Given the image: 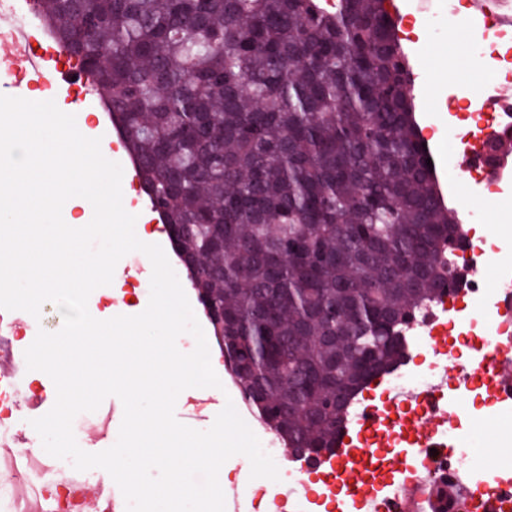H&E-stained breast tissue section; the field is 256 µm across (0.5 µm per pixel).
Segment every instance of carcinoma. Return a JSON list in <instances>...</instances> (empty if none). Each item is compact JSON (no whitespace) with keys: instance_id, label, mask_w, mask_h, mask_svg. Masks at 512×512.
<instances>
[{"instance_id":"carcinoma-1","label":"carcinoma","mask_w":512,"mask_h":512,"mask_svg":"<svg viewBox=\"0 0 512 512\" xmlns=\"http://www.w3.org/2000/svg\"><path fill=\"white\" fill-rule=\"evenodd\" d=\"M90 77L247 405L292 453L452 294L463 225L390 0H35Z\"/></svg>"}]
</instances>
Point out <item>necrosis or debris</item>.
Here are the masks:
<instances>
[{"label":"necrosis or debris","instance_id":"necrosis-or-debris-1","mask_svg":"<svg viewBox=\"0 0 512 512\" xmlns=\"http://www.w3.org/2000/svg\"><path fill=\"white\" fill-rule=\"evenodd\" d=\"M0 43H11L19 33L30 34L31 55L48 54L53 38L44 28L35 26L32 12L23 0H0ZM449 111L465 109L469 121L449 128L458 147L480 145L476 159L468 169V180L484 193H500L505 177L501 160L489 159L482 147L495 137L512 136V123L502 108L490 107L484 90L465 95L449 94ZM484 216L478 200H471L462 222L467 244L460 251V266L465 276L454 296L461 307L440 302L419 313L406 335V358L392 372L383 376L378 399L357 400L350 411L335 453L321 457L319 469L325 474L316 490H307L303 478L310 465L307 458L284 456L281 441L267 430L247 407L240 390H233L232 402L241 418L259 439L263 450L276 463L278 480L251 479L249 470L236 469L225 495L238 498V512H265L270 502H278L280 512H321L323 505L335 504L337 512H368L369 505L359 499L355 487L337 479V469L358 473L362 483L379 482L374 498L383 500L388 512H399L400 485L382 479L388 461L385 449L399 445L419 446L421 424L431 417L434 405H445L450 384L447 367L466 368L469 385L495 390L492 369L487 361L489 348L512 349V331L481 322L480 313L496 308L504 291L512 286V260L495 245L474 244L473 238ZM498 271V284L488 287L484 272ZM412 392L411 400L388 402L389 394ZM20 407L9 380L0 378V512H83L84 472L74 467L59 468L39 447L38 435L23 436L17 428ZM26 437L28 448L14 453L18 437Z\"/></svg>","mask_w":512,"mask_h":512}]
</instances>
